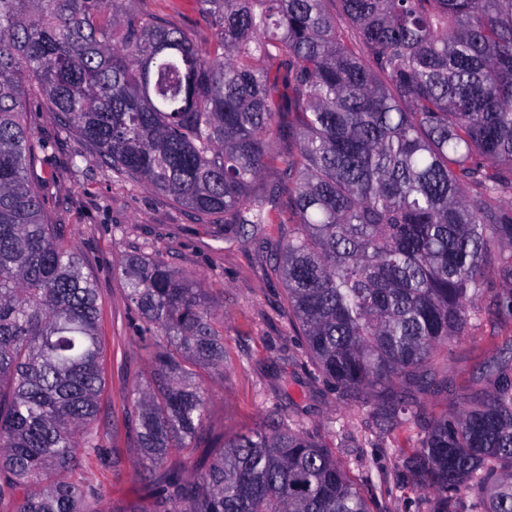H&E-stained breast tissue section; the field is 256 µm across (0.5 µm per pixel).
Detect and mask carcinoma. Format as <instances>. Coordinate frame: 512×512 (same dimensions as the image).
<instances>
[{
  "instance_id": "1",
  "label": "carcinoma",
  "mask_w": 512,
  "mask_h": 512,
  "mask_svg": "<svg viewBox=\"0 0 512 512\" xmlns=\"http://www.w3.org/2000/svg\"><path fill=\"white\" fill-rule=\"evenodd\" d=\"M193 2L203 42L134 0H0V502L98 512L80 450L120 463L92 427L98 288L28 177L31 90L78 138L73 166L252 238L288 224L273 271L313 377L376 409L367 441L408 434L427 512H512V354L458 409L428 417L412 394L449 342L512 322V0ZM121 275L152 359L124 417L152 507L112 512H371L297 416L215 441L202 379L224 325L161 259ZM294 147L295 143L293 140H281L277 143V146L274 148V154L262 172L261 180L256 186L258 192H261L266 185L277 181L280 168L279 155L287 153L288 149L289 151H294Z\"/></svg>"
}]
</instances>
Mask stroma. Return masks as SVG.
Here are the masks:
<instances>
[{
	"label": "stroma",
	"mask_w": 512,
	"mask_h": 512,
	"mask_svg": "<svg viewBox=\"0 0 512 512\" xmlns=\"http://www.w3.org/2000/svg\"><path fill=\"white\" fill-rule=\"evenodd\" d=\"M144 13H156L203 40L209 22L193 0H136ZM25 120L45 145L30 171L33 188L43 198L47 219L59 227L61 240L80 254L93 276L101 301L105 391L98 428L112 430L121 463L112 466L92 454L81 457L80 473L108 492V505L141 504L134 490L139 454L130 448L122 424L125 397L151 377L145 352L135 345L140 328L131 312L118 269L133 252L157 256L172 269L199 280L224 321V371L204 376L211 391L206 427L214 437H231L268 421L272 411L299 415L309 433L326 438L331 421H344L362 439L373 421L372 410L351 407L322 382L311 381L302 366L304 351L288 324L284 286L269 272L270 256L282 229L270 225L263 239L224 238L223 219L200 216L154 190L92 164L73 167L80 149L58 125L53 113L30 103ZM512 327L482 325L452 341L436 367L439 383L420 393L427 415L459 408L481 389L479 377L501 356ZM290 397L273 408L281 380ZM413 448L405 432L389 437L385 447L337 444L333 454L356 482L371 478L373 512H425L408 482L404 459Z\"/></svg>",
	"instance_id": "obj_1"
}]
</instances>
